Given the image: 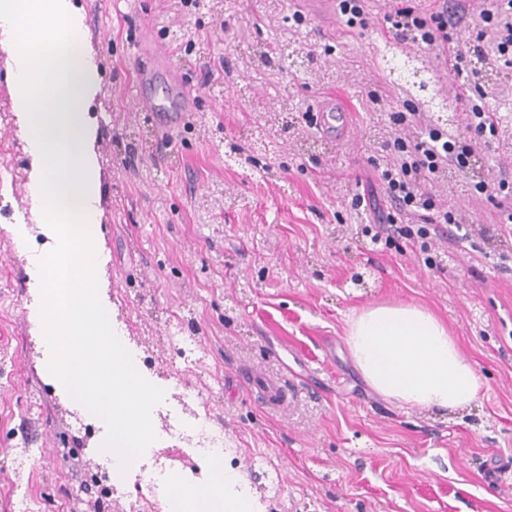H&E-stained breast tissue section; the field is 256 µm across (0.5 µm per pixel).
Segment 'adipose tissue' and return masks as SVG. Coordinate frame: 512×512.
<instances>
[{
    "label": "adipose tissue",
    "mask_w": 512,
    "mask_h": 512,
    "mask_svg": "<svg viewBox=\"0 0 512 512\" xmlns=\"http://www.w3.org/2000/svg\"><path fill=\"white\" fill-rule=\"evenodd\" d=\"M345 341L365 382L384 398L425 409L453 411L477 400L483 387L447 326L424 307L381 304L353 312ZM169 484L181 512H262L239 473L215 468L200 490Z\"/></svg>",
    "instance_id": "obj_1"
}]
</instances>
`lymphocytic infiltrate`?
<instances>
[{"label": "lymphocytic infiltrate", "instance_id": "obj_1", "mask_svg": "<svg viewBox=\"0 0 512 512\" xmlns=\"http://www.w3.org/2000/svg\"><path fill=\"white\" fill-rule=\"evenodd\" d=\"M384 20L395 37L417 46L438 49L449 69L462 72L464 56L453 50L448 34L447 4L442 2L435 10L423 13L408 5L407 0H397ZM497 125L495 113L475 105L466 112L464 126L455 134L429 127L414 138L395 136L391 143L394 161L381 173L395 211L388 214L382 233L410 234V225L402 226L397 222L398 214L403 212H422V220L427 224L455 223V216L438 206L433 196L425 192L424 185L447 166L467 169L476 152V135L496 132Z\"/></svg>", "mask_w": 512, "mask_h": 512}]
</instances>
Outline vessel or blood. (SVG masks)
Masks as SVG:
<instances>
[{
    "mask_svg": "<svg viewBox=\"0 0 512 512\" xmlns=\"http://www.w3.org/2000/svg\"><path fill=\"white\" fill-rule=\"evenodd\" d=\"M132 66L138 86L136 107L147 113L156 128L179 125L194 111L196 101L190 87L150 35H143L138 41ZM314 124L325 136L339 140L351 132L348 110L333 96L321 101Z\"/></svg>",
    "mask_w": 512,
    "mask_h": 512,
    "instance_id": "1",
    "label": "vessel or blood"
}]
</instances>
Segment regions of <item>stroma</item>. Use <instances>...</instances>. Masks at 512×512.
Instances as JSON below:
<instances>
[{
    "instance_id": "35a3bbf8",
    "label": "stroma",
    "mask_w": 512,
    "mask_h": 512,
    "mask_svg": "<svg viewBox=\"0 0 512 512\" xmlns=\"http://www.w3.org/2000/svg\"><path fill=\"white\" fill-rule=\"evenodd\" d=\"M98 66L87 105L96 127L105 295L130 354L150 350L144 376L164 389L201 392L208 425L224 432L234 468L265 512H512V234L485 179L512 182V67L471 60L446 69L437 50L403 46L383 21L391 0H365L366 28L347 27L336 0L324 16L302 0H70ZM158 37L197 96L186 124L163 133L134 110L132 67L142 30ZM429 65L434 94L456 112L498 113L499 134L473 169L448 167L428 186L452 205L427 250L397 236L372 243L390 212L380 174L389 115L435 120L412 87L390 75L385 45ZM326 96L349 110L352 134L320 138L305 120ZM31 157L19 120L0 123V512L21 494L69 503L84 471L102 466L104 432L83 440L89 412L56 384L30 320L42 299L18 256L53 239L31 213ZM373 192V203L352 206ZM379 303L426 307L447 324L483 381L454 412L404 408L374 392L345 346L352 310ZM193 320L207 365L194 369L169 345L172 321ZM288 379L272 408L250 374ZM33 448L18 468L14 450Z\"/></svg>"
}]
</instances>
